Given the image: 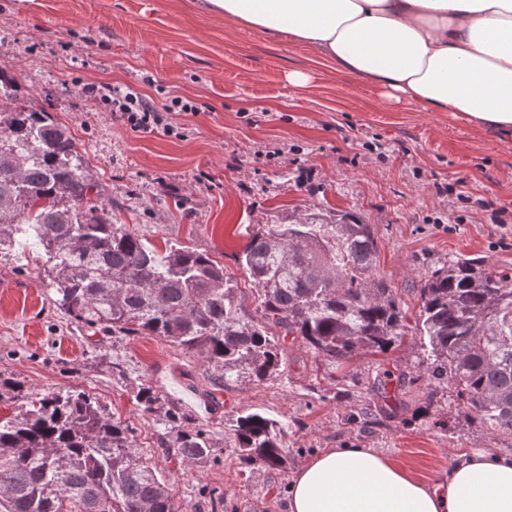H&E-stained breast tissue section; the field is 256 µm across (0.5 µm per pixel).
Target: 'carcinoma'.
Segmentation results:
<instances>
[{
    "mask_svg": "<svg viewBox=\"0 0 512 512\" xmlns=\"http://www.w3.org/2000/svg\"><path fill=\"white\" fill-rule=\"evenodd\" d=\"M17 96L14 77L0 68V245L37 254L54 305L83 330L158 336L200 354L226 384L278 374L275 328L330 366L357 351L385 352L412 332L426 371L451 384L483 425L512 432L511 275L470 259L448 262L420 280L411 327L376 274L372 226L350 211L316 208L249 233L238 262L257 293L256 319L208 254L179 243L161 254L112 222L68 128L48 112L14 105ZM135 399L170 430L174 455L191 462L210 455L204 431L163 408L151 387ZM0 403V512H179L133 428L90 394L29 393L0 376ZM234 434L247 464L286 465L277 421L245 412Z\"/></svg>",
    "mask_w": 512,
    "mask_h": 512,
    "instance_id": "1",
    "label": "carcinoma"
}]
</instances>
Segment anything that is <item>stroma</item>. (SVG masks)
I'll return each instance as SVG.
<instances>
[{"mask_svg": "<svg viewBox=\"0 0 512 512\" xmlns=\"http://www.w3.org/2000/svg\"><path fill=\"white\" fill-rule=\"evenodd\" d=\"M310 52L203 15L191 0H0V68L18 105L66 124L90 163L113 222L157 247L208 253L236 281L243 311L258 301L237 256L254 224L312 207L357 213L372 225L376 272L408 317L426 273L458 258L512 273V140L418 104H396L360 77L315 67ZM306 69L297 88L289 71ZM127 85L156 103L196 102L178 113L184 138L130 130L84 83ZM42 262L0 250V375L35 393L80 390L135 430L182 512H289L300 466L327 448H373L431 480L452 453L512 455V434L482 426L464 400L435 387L418 340L359 353L332 368L286 341L281 374L215 388L199 355L156 336H109L88 345L41 286ZM120 371H113V364ZM185 412L210 456H171L156 415L135 404L139 386ZM222 406L213 409L207 391ZM259 410L286 431L288 465L240 460L231 421Z\"/></svg>", "mask_w": 512, "mask_h": 512, "instance_id": "obj_1", "label": "stroma"}]
</instances>
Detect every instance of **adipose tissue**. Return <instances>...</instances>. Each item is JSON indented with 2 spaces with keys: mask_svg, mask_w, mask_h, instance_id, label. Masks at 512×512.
<instances>
[{
  "mask_svg": "<svg viewBox=\"0 0 512 512\" xmlns=\"http://www.w3.org/2000/svg\"><path fill=\"white\" fill-rule=\"evenodd\" d=\"M288 39L395 101L512 139V0H194ZM290 512H512V457L454 455L431 481L370 448H331L292 478Z\"/></svg>",
  "mask_w": 512,
  "mask_h": 512,
  "instance_id": "obj_1",
  "label": "adipose tissue"
}]
</instances>
